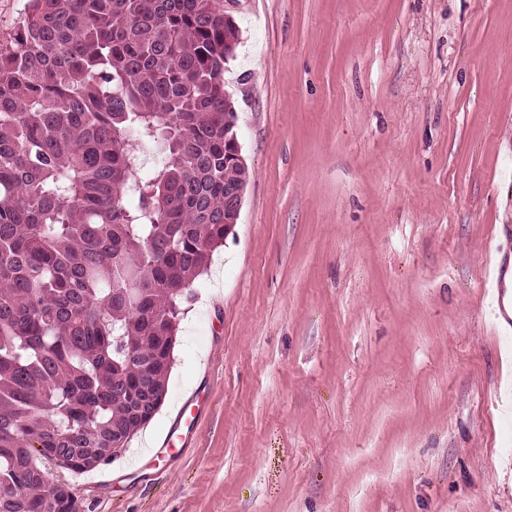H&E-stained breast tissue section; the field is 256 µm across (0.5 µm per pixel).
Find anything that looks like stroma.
Here are the masks:
<instances>
[{
    "label": "stroma",
    "mask_w": 512,
    "mask_h": 512,
    "mask_svg": "<svg viewBox=\"0 0 512 512\" xmlns=\"http://www.w3.org/2000/svg\"><path fill=\"white\" fill-rule=\"evenodd\" d=\"M249 170L165 400L84 512H512L486 312L512 247V0H235ZM196 432L155 453L179 408Z\"/></svg>",
    "instance_id": "obj_1"
}]
</instances>
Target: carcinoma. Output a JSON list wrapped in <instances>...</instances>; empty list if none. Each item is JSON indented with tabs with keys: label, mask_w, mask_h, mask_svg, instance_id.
<instances>
[{
	"label": "carcinoma",
	"mask_w": 512,
	"mask_h": 512,
	"mask_svg": "<svg viewBox=\"0 0 512 512\" xmlns=\"http://www.w3.org/2000/svg\"><path fill=\"white\" fill-rule=\"evenodd\" d=\"M238 35L215 0H30L0 33V512H63L38 459L84 473L165 397L154 360L249 179Z\"/></svg>",
	"instance_id": "carcinoma-1"
}]
</instances>
